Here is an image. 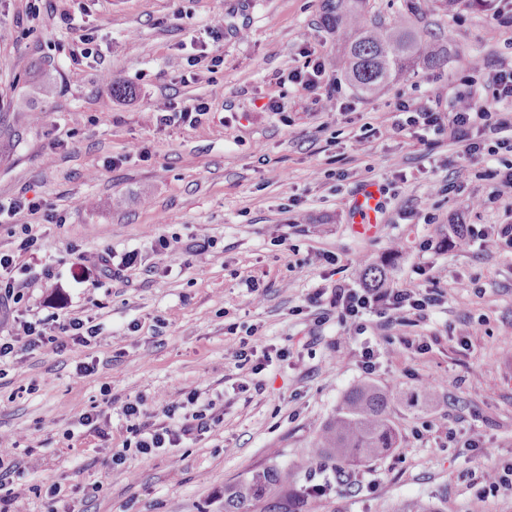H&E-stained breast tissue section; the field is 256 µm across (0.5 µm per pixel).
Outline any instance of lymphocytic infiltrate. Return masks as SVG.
Here are the masks:
<instances>
[{
	"label": "lymphocytic infiltrate",
	"mask_w": 512,
	"mask_h": 512,
	"mask_svg": "<svg viewBox=\"0 0 512 512\" xmlns=\"http://www.w3.org/2000/svg\"><path fill=\"white\" fill-rule=\"evenodd\" d=\"M468 70L483 79L479 88L464 96L456 97L449 114L418 107L407 100H398L394 106L397 114L392 123L394 131L418 129L443 135L451 143L461 145L465 155L481 153L486 143H494L496 149L512 152V120L502 117L501 113L489 111L488 102L512 106V67L490 69L486 60L470 61ZM445 291L441 288H428L413 283L397 288H359L352 289L335 285L331 291L317 289L311 295L313 303L328 300L335 309L343 335L361 334L365 328V318L369 314L380 317L403 319L414 316L426 318L440 305ZM98 334L95 327L86 325L83 320L73 319L63 324L60 333L47 337L40 321L18 318L8 335L0 336V360L10 357L17 345L31 349L54 344L63 349L68 345H90ZM121 413L128 423V429L135 438L138 453L150 455L178 447L183 438L205 433L209 427L202 413H194L191 421L179 427L161 426L153 430H144L139 423L141 416L140 401L126 402Z\"/></svg>",
	"instance_id": "f902f5d3"
}]
</instances>
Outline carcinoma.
Returning <instances> with one entry per match:
<instances>
[{
	"mask_svg": "<svg viewBox=\"0 0 512 512\" xmlns=\"http://www.w3.org/2000/svg\"><path fill=\"white\" fill-rule=\"evenodd\" d=\"M366 0H324L323 24L345 42L346 74L364 96L379 92L394 78H404L419 65L437 67L448 60L449 46L423 42L407 19L388 26L370 23ZM362 280L370 288L385 286L384 266L368 265ZM396 386L362 383L342 398L334 415L316 434L313 453L333 458L339 469H351L380 458L398 446ZM313 512L308 494L294 485L292 470L263 468L224 488V512Z\"/></svg>",
	"mask_w": 512,
	"mask_h": 512,
	"instance_id": "carcinoma-1",
	"label": "carcinoma"
}]
</instances>
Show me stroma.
<instances>
[{
	"instance_id": "stroma-1",
	"label": "stroma",
	"mask_w": 512,
	"mask_h": 512,
	"mask_svg": "<svg viewBox=\"0 0 512 512\" xmlns=\"http://www.w3.org/2000/svg\"><path fill=\"white\" fill-rule=\"evenodd\" d=\"M413 25L449 40L448 63L418 66L365 98L338 64L344 43L323 26L322 0H41L34 14L27 0H0V203L22 194L43 203L0 223V253L14 255L22 294L0 308V334L20 315L51 336L71 318L101 329L86 347L21 346L0 362V435L17 443L0 481L9 512H224L226 485L272 465L292 467L298 487L324 485L315 512H406L414 502L512 512V491L483 499L478 483L483 467L512 463V353L500 348L512 337V253H486L475 237L446 242L453 223L512 224L477 176L512 153L469 157L449 140L391 128L397 99L445 112L468 93L470 56L512 65V27L483 0L428 7ZM84 34L97 49L87 59ZM218 54V72L188 64ZM316 56L341 85L332 112L320 90L288 80ZM41 76L54 97L40 96ZM273 100L279 111L268 110ZM170 102L208 110L157 124ZM369 180L383 186V224L362 239L350 205ZM473 198L483 207L469 208ZM28 235L52 279L20 252ZM161 236L168 251L155 247ZM319 252L335 264L314 263ZM105 253L125 261L120 277L73 280L74 262ZM384 260L390 285L421 268L451 291L427 319L374 316L364 334L340 336L335 313L309 294L361 287V269ZM465 325L476 333L462 346ZM251 328L287 352L257 376L236 357ZM422 336L431 348L420 354L410 343ZM368 345L370 374L360 363ZM425 380L438 397L397 412L400 442L388 455L346 477L313 456L317 431L353 386L407 396ZM193 388L208 432L171 454L126 450L124 403L142 400L143 423L156 427L169 420L162 403ZM86 414L107 420L106 431L80 425ZM424 421L436 432L421 440ZM470 440L491 456L466 451ZM56 481L73 496L51 499Z\"/></svg>"
}]
</instances>
